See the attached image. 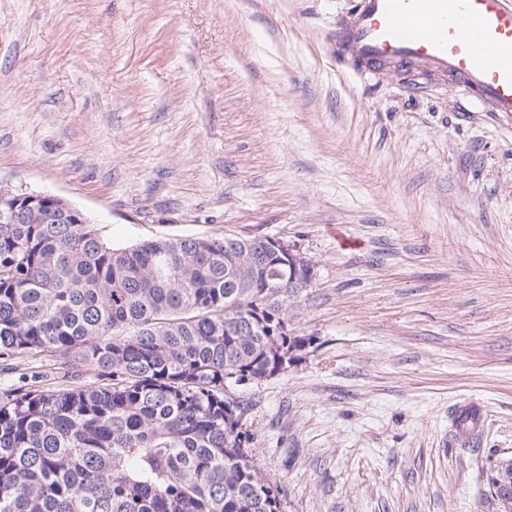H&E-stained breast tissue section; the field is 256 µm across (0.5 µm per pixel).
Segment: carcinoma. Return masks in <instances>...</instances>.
I'll return each instance as SVG.
<instances>
[{"label":"carcinoma","mask_w":512,"mask_h":512,"mask_svg":"<svg viewBox=\"0 0 512 512\" xmlns=\"http://www.w3.org/2000/svg\"><path fill=\"white\" fill-rule=\"evenodd\" d=\"M266 254L236 237L116 248L51 202L0 223V360L99 376L0 397V512H283L255 463L253 402L232 392L309 343L277 329L292 271Z\"/></svg>","instance_id":"1"}]
</instances>
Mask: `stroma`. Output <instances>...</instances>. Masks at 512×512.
<instances>
[{"instance_id": "stroma-1", "label": "stroma", "mask_w": 512, "mask_h": 512, "mask_svg": "<svg viewBox=\"0 0 512 512\" xmlns=\"http://www.w3.org/2000/svg\"><path fill=\"white\" fill-rule=\"evenodd\" d=\"M348 2L0 0V183L115 247L269 236L311 260L289 311L310 345L236 390L284 512H505L512 116L449 78L361 80L330 38ZM35 382L40 357L0 371ZM481 417L480 407L471 403L461 404L457 407L454 415V420L457 422L455 426H462L461 435L467 438L478 436L480 429L468 430L465 428L467 424H476ZM465 428V429H464Z\"/></svg>"}]
</instances>
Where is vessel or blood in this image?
Returning <instances> with one entry per match:
<instances>
[{
	"instance_id": "vessel-or-blood-1",
	"label": "vessel or blood",
	"mask_w": 512,
	"mask_h": 512,
	"mask_svg": "<svg viewBox=\"0 0 512 512\" xmlns=\"http://www.w3.org/2000/svg\"><path fill=\"white\" fill-rule=\"evenodd\" d=\"M364 76L422 71L512 115V8L504 0H357L333 30Z\"/></svg>"
}]
</instances>
